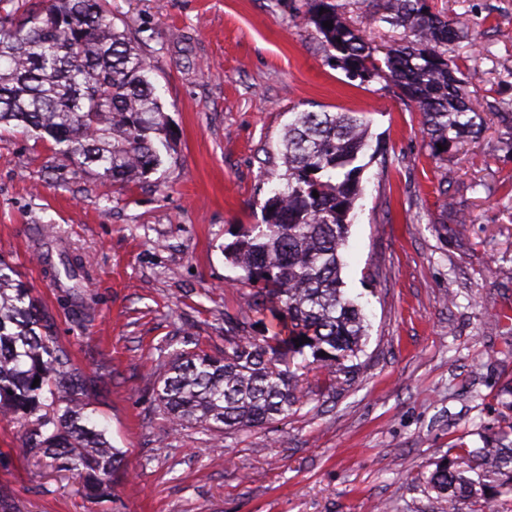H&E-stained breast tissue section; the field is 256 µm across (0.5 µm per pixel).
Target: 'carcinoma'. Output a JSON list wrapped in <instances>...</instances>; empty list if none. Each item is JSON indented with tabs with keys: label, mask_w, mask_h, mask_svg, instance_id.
I'll use <instances>...</instances> for the list:
<instances>
[{
	"label": "carcinoma",
	"mask_w": 512,
	"mask_h": 512,
	"mask_svg": "<svg viewBox=\"0 0 512 512\" xmlns=\"http://www.w3.org/2000/svg\"><path fill=\"white\" fill-rule=\"evenodd\" d=\"M305 5L306 21L336 51L337 65L364 82L396 87L404 104L421 114L434 152L480 134L485 119L469 98L471 76L448 58V47L468 38L473 20L435 11L428 0H374L369 24L402 29L379 59V47L336 0ZM151 72L130 32L116 27L107 0H49L15 26L0 20V125L34 132L103 179L140 183L162 163L161 149L172 138ZM369 130L365 112H291L280 150L286 171L262 205L263 223L241 227L224 245V258L252 287L244 304L260 315L262 333L252 335L257 323L236 321L226 329L221 355L173 353L157 393L171 430L196 425L232 435L277 422L301 402L291 370L298 356L338 385L361 366L366 317L346 296L341 271ZM453 183L446 173L438 187L436 232L443 241L466 236ZM58 258L54 262L53 244L46 243L42 262L52 272L57 301L81 327L93 311L84 292L88 272L77 255L60 250ZM303 336L309 342L296 345ZM97 390V380L57 343L49 312L0 257V414L18 422L35 418L25 429L22 454L60 462L83 495L104 499L123 454L87 414ZM425 486L446 512L512 495V430L497 432L482 448L448 452Z\"/></svg>",
	"instance_id": "1"
}]
</instances>
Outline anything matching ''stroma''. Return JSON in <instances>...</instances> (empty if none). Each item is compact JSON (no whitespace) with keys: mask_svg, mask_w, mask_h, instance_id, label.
I'll return each instance as SVG.
<instances>
[{"mask_svg":"<svg viewBox=\"0 0 512 512\" xmlns=\"http://www.w3.org/2000/svg\"><path fill=\"white\" fill-rule=\"evenodd\" d=\"M141 40L174 126L173 150L143 183L112 185L50 143L0 128V255L54 319L59 344L98 377L93 420L124 453L109 498L22 458L24 431L0 417V502L9 512H443L424 479L452 448L512 426L498 393L512 384V0H429L476 22L454 61L482 109L476 139L434 154L420 115L394 88L337 68L304 0H109ZM365 112L386 157L369 162L342 270L369 322L360 369L337 390L297 372L299 405L272 427L227 435L171 431L156 400L174 351L224 350V318L250 290L224 246L284 169L276 157L292 109ZM470 217L442 242V173ZM89 268L96 312L83 328L58 307L37 257L40 229Z\"/></svg>","mask_w":512,"mask_h":512,"instance_id":"stroma-1","label":"stroma"}]
</instances>
